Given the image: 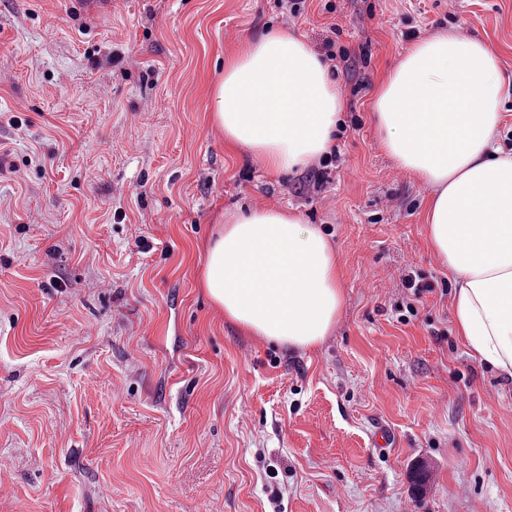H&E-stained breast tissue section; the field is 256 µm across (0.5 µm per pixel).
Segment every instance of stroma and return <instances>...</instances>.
Here are the masks:
<instances>
[{
	"mask_svg": "<svg viewBox=\"0 0 512 512\" xmlns=\"http://www.w3.org/2000/svg\"><path fill=\"white\" fill-rule=\"evenodd\" d=\"M277 30L331 58L327 170L270 175L213 123L225 61ZM439 32L497 52L511 150L512 0H0V512H512V381L468 356L432 189L374 122ZM262 208L336 249L315 350L200 286L225 213ZM410 270L435 287L417 303Z\"/></svg>",
	"mask_w": 512,
	"mask_h": 512,
	"instance_id": "stroma-1",
	"label": "stroma"
}]
</instances>
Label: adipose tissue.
I'll list each match as a JSON object with an SVG mask.
<instances>
[{
	"mask_svg": "<svg viewBox=\"0 0 512 512\" xmlns=\"http://www.w3.org/2000/svg\"><path fill=\"white\" fill-rule=\"evenodd\" d=\"M505 88L492 47L448 33L415 42L373 101L382 145L432 189L430 244L459 283L455 326L469 354L512 378V153L495 145ZM344 100L301 39L277 32L228 61L215 92L224 143L279 175L326 154ZM202 286L252 336L305 351L329 335L343 296L336 252L292 212L229 216Z\"/></svg>",
	"mask_w": 512,
	"mask_h": 512,
	"instance_id": "1",
	"label": "adipose tissue"
}]
</instances>
